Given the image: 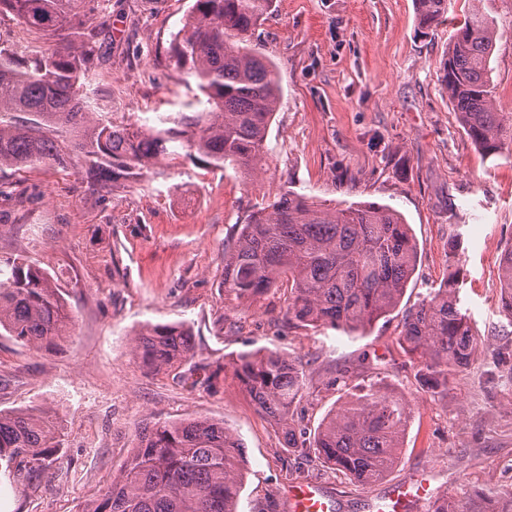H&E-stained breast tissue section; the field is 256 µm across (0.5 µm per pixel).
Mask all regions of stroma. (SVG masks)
<instances>
[{"label":"stroma","mask_w":512,"mask_h":512,"mask_svg":"<svg viewBox=\"0 0 512 512\" xmlns=\"http://www.w3.org/2000/svg\"><path fill=\"white\" fill-rule=\"evenodd\" d=\"M190 5L112 0L103 50L116 120L183 112L199 97L170 51ZM474 5L496 29L492 91L512 112V0H449L446 20L425 35L415 0H274L252 44L273 62L281 100L254 182L186 155L102 196L77 167L0 172L39 192L17 223L0 224V261L23 255L48 271L69 313L67 336L49 351L0 335V411L48 410L64 430L58 460L29 487L0 471V512H80L123 469L138 425L196 416L224 420L244 445L237 512H260L270 499L287 512L283 492L297 479L324 486L337 512H373L390 485L417 475L468 512L480 507L475 489L512 494V363L501 359L512 342L498 270L512 244V155L472 145L438 71ZM285 189L332 208L385 204L410 225L416 271L399 307L365 333L288 327L279 290L250 305L225 300V244ZM454 240L461 297L483 348L446 395L432 397L396 339L405 312L446 278ZM179 321L193 328V359L147 372L133 356L136 331ZM267 349L301 359L300 407L312 429L334 407L326 383L340 374L405 393L413 412L399 464L359 487L283 448L233 375L218 372L239 352Z\"/></svg>","instance_id":"35a3bbf8"}]
</instances>
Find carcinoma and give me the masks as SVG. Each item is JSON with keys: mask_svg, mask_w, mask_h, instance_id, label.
<instances>
[{"mask_svg": "<svg viewBox=\"0 0 512 512\" xmlns=\"http://www.w3.org/2000/svg\"><path fill=\"white\" fill-rule=\"evenodd\" d=\"M273 0H194L172 35L176 63L202 94L192 112L164 113L158 124L124 123L103 111L112 97L101 46L110 34L108 0H0V23L24 24L32 49L0 38V170L25 172L74 161L94 192L137 178L159 158L179 151L208 166L232 167L246 178L263 170L264 143L278 110L275 67L250 48ZM98 13L99 22L89 15ZM418 24L430 30L448 15V0H416ZM492 22L473 11L439 61L441 84L469 139L490 154L512 153V113L495 106L489 67ZM0 195L15 208L30 200L13 183ZM457 244L440 287L405 315L398 338L416 363L422 387L448 392L472 365L480 345L460 297ZM419 258L411 227L396 209L359 202L327 208L291 190L248 215L224 247V294L252 303L288 283L283 320L290 328L330 327L353 334L388 316L400 303ZM500 303L512 322V246L498 262ZM66 303L55 279L17 257L0 266V334L49 349L67 336ZM186 323L144 325L133 355L151 373L171 372L194 356ZM229 368L255 410L281 432L286 448L366 485L397 463L411 419L408 397L383 386L351 392L348 378L327 386L341 398L314 430L297 415L307 388L296 359L276 350L244 352ZM61 430L48 411L0 412V466L23 482L41 475L61 451ZM243 446L222 420L198 417L139 429L119 476L82 512H236ZM482 512H512V497L480 492Z\"/></svg>", "mask_w": 512, "mask_h": 512, "instance_id": "carcinoma-1", "label": "carcinoma"}]
</instances>
